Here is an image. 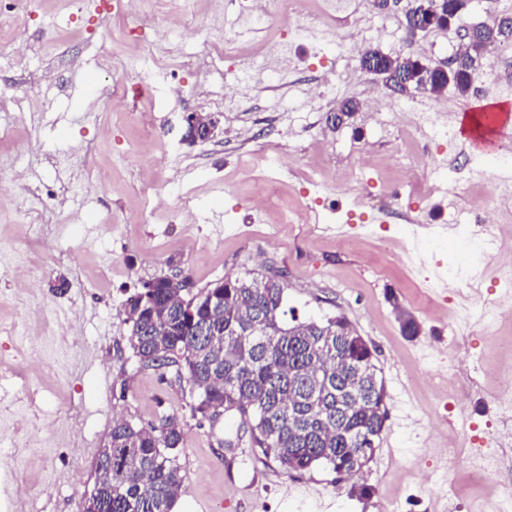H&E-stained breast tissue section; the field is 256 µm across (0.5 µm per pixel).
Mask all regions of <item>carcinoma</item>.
<instances>
[{
  "label": "carcinoma",
  "mask_w": 512,
  "mask_h": 512,
  "mask_svg": "<svg viewBox=\"0 0 512 512\" xmlns=\"http://www.w3.org/2000/svg\"><path fill=\"white\" fill-rule=\"evenodd\" d=\"M512 42V26L477 28L444 72L418 58L366 50L361 65L413 89L467 94L484 48ZM288 285L275 278L224 277L181 291L167 277L143 284L130 307V345L142 369L176 368L191 388V417L234 410L251 448L286 472L324 465L337 474L367 466L387 418L385 381L374 350L342 315L286 320ZM357 384L364 403L350 401ZM183 428L176 416L147 427L112 422L88 500L96 512H170L184 480Z\"/></svg>",
  "instance_id": "1"
}]
</instances>
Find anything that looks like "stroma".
<instances>
[{"instance_id":"1","label":"stroma","mask_w":512,"mask_h":512,"mask_svg":"<svg viewBox=\"0 0 512 512\" xmlns=\"http://www.w3.org/2000/svg\"><path fill=\"white\" fill-rule=\"evenodd\" d=\"M113 2L0 0V22L18 25L26 46L19 55L0 44V170L23 174L0 182V324L42 332L34 343L0 333V397L16 399L18 414L0 417L11 490L26 491L28 512H83L113 419L147 425L175 415L185 474L175 512H442L450 503L484 512L496 481L512 480V447L500 449L491 475L463 455L507 426L496 401L498 374L512 366V326L482 318L508 288L484 257L491 231L475 228L471 209L493 194V174H512V155L496 134L472 147L454 118L465 107L512 104V79L491 74L512 69V42L483 59L466 96L397 95L362 68L360 52L322 37L320 18L309 20L310 39L292 38L285 65H267L266 45L284 35L276 26L245 44V63L225 59L218 37L236 0L217 12L197 0L167 76L142 94L144 62L112 53L138 24L163 47L155 2L130 11ZM405 8L360 0L364 48L430 64L457 52L459 39L444 32L410 37ZM86 69L92 97L71 88ZM325 73L321 96L308 100ZM118 80L129 93L110 113ZM238 81L242 93L226 95ZM377 93L383 122L433 113L438 121L410 136L382 129L364 114ZM347 100L360 111L328 125ZM193 112L217 116L222 133L183 142ZM260 177L271 186L262 206L252 202ZM346 177L365 197L337 191ZM304 205L319 223H282L285 210ZM434 224L471 234L461 247L432 233ZM179 272L199 287L227 275L280 278L298 318L344 315L375 348L388 417L361 473L340 481L326 467L285 472L253 451L237 413L197 422L175 369H140L128 305L144 282ZM13 273L29 275L28 291L10 290ZM469 280L477 294L453 298L452 287ZM402 311L420 324L417 338L403 336ZM447 408L465 422V441L435 426ZM362 486L371 496H360Z\"/></svg>"}]
</instances>
